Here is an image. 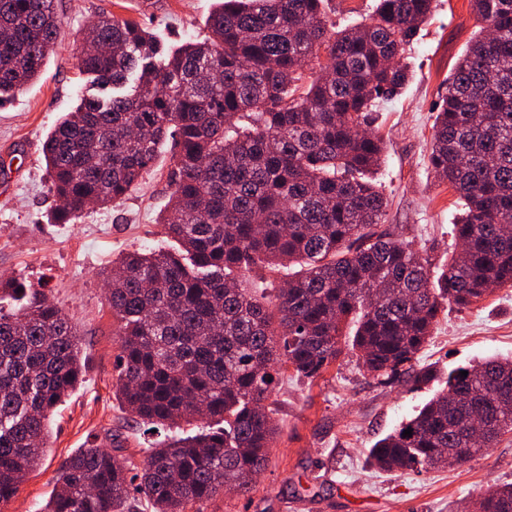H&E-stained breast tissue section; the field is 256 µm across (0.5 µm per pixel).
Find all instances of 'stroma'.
<instances>
[{"mask_svg":"<svg viewBox=\"0 0 512 512\" xmlns=\"http://www.w3.org/2000/svg\"><path fill=\"white\" fill-rule=\"evenodd\" d=\"M215 0H57L58 44L40 76L0 107V279L21 277L67 315L82 339L84 384L53 416L43 464L0 512H38L64 460L90 446L142 464L151 438L115 394L117 324L105 296L104 272L120 255L167 250L157 216L171 199L167 162L158 158L138 187L112 206L87 208L77 223L54 224L43 144L85 84L76 66L88 25L100 15L132 19L174 45L204 38ZM478 29L470 0H437L428 24L405 53L409 81L382 103L375 127L386 145L376 176L388 200L384 225L394 238L441 267L457 248L452 234L457 195L430 164L431 136L446 84ZM489 357L512 358V287L493 289L464 309L443 308L415 367L434 378L363 370L343 354L322 378L285 373L270 401L281 432L268 465L247 495H220L201 512H478L492 485L512 483V434L469 462L429 472H387L369 465L379 439L415 414L444 385L448 372Z\"/></svg>","mask_w":512,"mask_h":512,"instance_id":"1","label":"stroma"}]
</instances>
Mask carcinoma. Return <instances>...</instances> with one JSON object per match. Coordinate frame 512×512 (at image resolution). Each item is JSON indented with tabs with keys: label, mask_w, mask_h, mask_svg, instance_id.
<instances>
[{
	"label": "carcinoma",
	"mask_w": 512,
	"mask_h": 512,
	"mask_svg": "<svg viewBox=\"0 0 512 512\" xmlns=\"http://www.w3.org/2000/svg\"><path fill=\"white\" fill-rule=\"evenodd\" d=\"M323 2L218 0L210 35L174 51L115 16L87 29L77 67L88 85L43 146L61 200L53 221L123 200L169 147L173 202L159 223L179 248L127 253L106 276L116 393L165 435L138 472L103 448L71 455L40 512H132L136 499L187 512L226 481L243 496L278 432L267 399L281 368L322 377L354 323L368 372L427 382L413 361L443 306L512 286V0H471L480 29L433 126L432 168L463 203L460 249L435 281L427 258L381 229L371 180L383 162L375 101L408 81L403 54L435 0H378L369 22L341 31ZM60 27L55 0H0V104L38 78ZM294 265L273 301L235 282ZM5 294L22 304L0 307V504L45 456L52 413L85 367L76 328L43 293L13 278ZM467 371L378 440L373 462L429 471L512 433V359ZM477 414L486 428L472 443ZM194 420L201 430L181 435ZM482 512H512V484L489 488Z\"/></svg>",
	"instance_id": "obj_1"
}]
</instances>
